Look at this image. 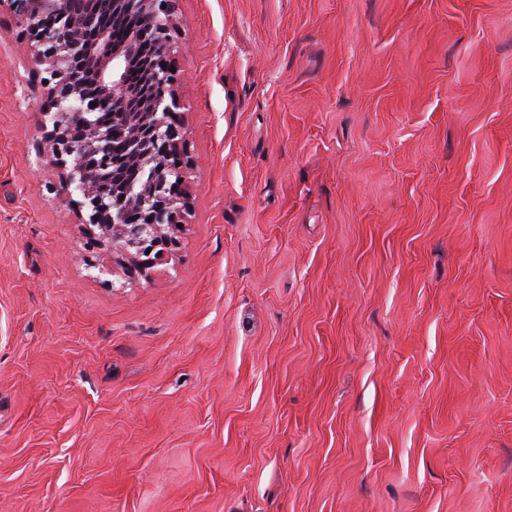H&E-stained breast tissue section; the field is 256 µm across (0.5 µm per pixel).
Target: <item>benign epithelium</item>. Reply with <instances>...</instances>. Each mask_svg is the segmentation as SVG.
Here are the masks:
<instances>
[{
    "label": "benign epithelium",
    "instance_id": "obj_1",
    "mask_svg": "<svg viewBox=\"0 0 512 512\" xmlns=\"http://www.w3.org/2000/svg\"><path fill=\"white\" fill-rule=\"evenodd\" d=\"M175 0H0L47 85L43 151L90 248L146 276L179 248L189 165L172 43ZM153 83L140 91L130 74Z\"/></svg>",
    "mask_w": 512,
    "mask_h": 512
}]
</instances>
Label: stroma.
<instances>
[{"label":"stroma","mask_w":512,"mask_h":512,"mask_svg":"<svg viewBox=\"0 0 512 512\" xmlns=\"http://www.w3.org/2000/svg\"><path fill=\"white\" fill-rule=\"evenodd\" d=\"M189 207L128 279L0 12V512H512V0H178Z\"/></svg>","instance_id":"obj_1"}]
</instances>
